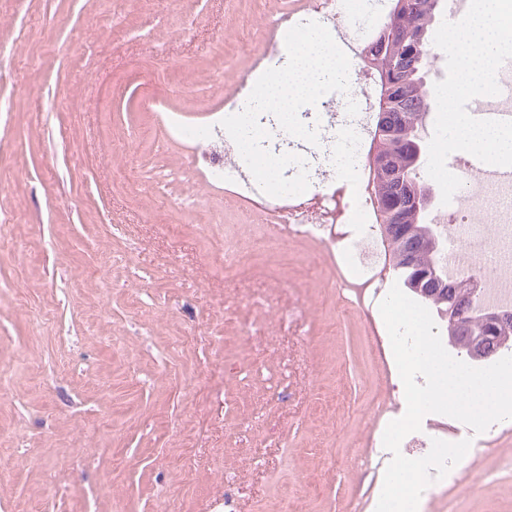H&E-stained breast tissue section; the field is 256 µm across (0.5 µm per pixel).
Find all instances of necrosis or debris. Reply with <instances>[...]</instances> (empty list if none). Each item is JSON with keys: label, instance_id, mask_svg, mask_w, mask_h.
<instances>
[{"label": "necrosis or debris", "instance_id": "necrosis-or-debris-1", "mask_svg": "<svg viewBox=\"0 0 512 512\" xmlns=\"http://www.w3.org/2000/svg\"><path fill=\"white\" fill-rule=\"evenodd\" d=\"M314 20L326 27L356 24L357 12L352 0H312L308 12L295 16V23ZM349 98L354 117L345 133L357 142H365L368 114L373 93L358 67L349 72ZM176 137L192 143L196 161L217 182L233 187L237 193L257 206L276 212L281 224L332 245L340 246L355 279L371 291L372 301L385 296L378 272L380 250L375 238L374 215L367 197L359 196L350 204L353 229L337 232L333 218L311 215L296 197H273L264 193L251 173L239 170L232 162L237 150L219 121L202 128L174 123ZM457 174L462 181L450 204L433 208L431 219L447 225L451 241L448 255V277H468L476 289L479 303L487 309L512 312V277L506 267L512 266V177L491 178L488 172H473L467 160H459Z\"/></svg>", "mask_w": 512, "mask_h": 512}]
</instances>
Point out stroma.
<instances>
[{
	"mask_svg": "<svg viewBox=\"0 0 512 512\" xmlns=\"http://www.w3.org/2000/svg\"><path fill=\"white\" fill-rule=\"evenodd\" d=\"M308 0H0V512H375L405 413L338 248L211 184L210 122ZM420 512H512V422Z\"/></svg>",
	"mask_w": 512,
	"mask_h": 512,
	"instance_id": "obj_1",
	"label": "stroma"
}]
</instances>
